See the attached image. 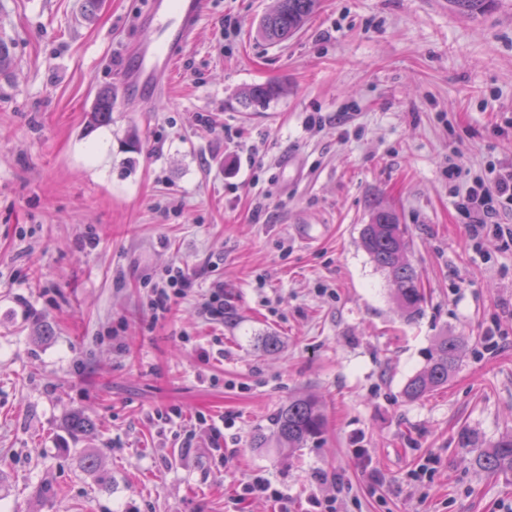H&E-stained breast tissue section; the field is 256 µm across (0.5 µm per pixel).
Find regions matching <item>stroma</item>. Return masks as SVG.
<instances>
[{"label":"stroma","instance_id":"stroma-1","mask_svg":"<svg viewBox=\"0 0 512 512\" xmlns=\"http://www.w3.org/2000/svg\"><path fill=\"white\" fill-rule=\"evenodd\" d=\"M83 2L0 0V512H512V485L460 444L512 428V237L470 238L448 179L453 149L459 182L512 163L494 133L512 118V0L476 19L318 0L279 45L256 35L275 0H208L162 94L116 100L100 126L148 0H101L90 21ZM261 84L279 97L245 101ZM376 200L410 232L427 293L411 321L360 246ZM308 226L324 234L306 245ZM172 265L196 286L155 323ZM217 283L220 323L199 313ZM446 334L463 362L407 400ZM301 392L326 424L287 456L272 420ZM76 411L93 434L69 432ZM257 476L286 500L243 495Z\"/></svg>","mask_w":512,"mask_h":512}]
</instances>
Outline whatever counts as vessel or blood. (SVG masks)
Here are the masks:
<instances>
[{
  "instance_id": "vessel-or-blood-1",
  "label": "vessel or blood",
  "mask_w": 512,
  "mask_h": 512,
  "mask_svg": "<svg viewBox=\"0 0 512 512\" xmlns=\"http://www.w3.org/2000/svg\"><path fill=\"white\" fill-rule=\"evenodd\" d=\"M206 5L207 0H150L140 22L144 34L123 57L120 79L125 95L147 98L158 92L159 73L175 66Z\"/></svg>"
}]
</instances>
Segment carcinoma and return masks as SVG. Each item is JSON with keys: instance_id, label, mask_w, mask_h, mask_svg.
<instances>
[{"instance_id": "obj_1", "label": "carcinoma", "mask_w": 512, "mask_h": 512, "mask_svg": "<svg viewBox=\"0 0 512 512\" xmlns=\"http://www.w3.org/2000/svg\"><path fill=\"white\" fill-rule=\"evenodd\" d=\"M492 0H448L457 11L473 17L482 13ZM317 0H277L276 7L263 17L257 35L270 43H284L306 24ZM280 93L274 85H254L245 91L246 99L264 101ZM112 91H102L97 99L90 123L112 122ZM360 245L375 265L388 273L394 288V301L408 318L420 314L425 301L418 273L408 258L410 248L407 225L400 223L396 213L377 201L370 205L369 223L364 225ZM463 359L459 340L453 336L439 337L427 365L412 376L404 387L409 400L424 398L435 389L448 384ZM69 431L80 436L90 431L91 421L81 412L73 413L67 422ZM324 427L321 403L311 395L288 398L273 421L272 437L284 453L291 454L320 437ZM465 448L474 453V463L483 471L512 483V431L501 433L494 441L475 445L469 432L460 437Z\"/></svg>"}]
</instances>
